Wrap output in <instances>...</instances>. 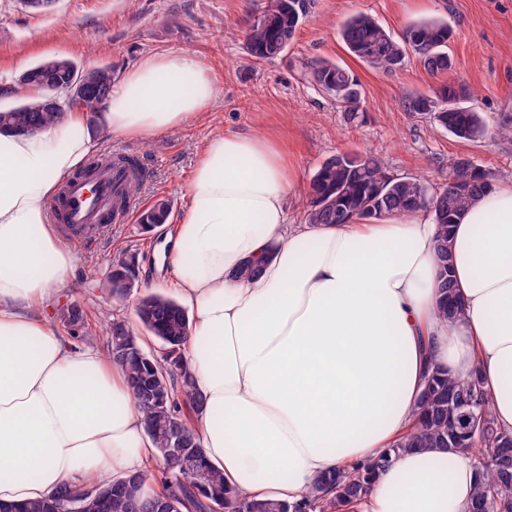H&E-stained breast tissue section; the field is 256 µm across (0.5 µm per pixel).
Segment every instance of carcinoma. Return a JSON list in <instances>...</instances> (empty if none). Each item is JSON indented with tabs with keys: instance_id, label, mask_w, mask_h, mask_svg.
Returning a JSON list of instances; mask_svg holds the SVG:
<instances>
[{
	"instance_id": "cac0c4a2",
	"label": "carcinoma",
	"mask_w": 512,
	"mask_h": 512,
	"mask_svg": "<svg viewBox=\"0 0 512 512\" xmlns=\"http://www.w3.org/2000/svg\"><path fill=\"white\" fill-rule=\"evenodd\" d=\"M310 4L311 0H267L265 9L245 33L248 54L263 61L284 53L308 15ZM340 35L353 56L374 68L393 71L403 65L410 52L433 74L444 73L450 66L447 45L451 30L448 23L439 20L413 23L396 39L372 17L355 14L342 23ZM53 62L56 66L45 75L39 73L38 64L27 69L31 73L26 83L29 95L19 105L0 109L1 127L19 129L32 122L45 127L61 119L62 113L43 110L44 82H74L87 69L67 59L55 58ZM302 72L308 83L336 101L348 121L358 117L360 83L349 70L319 60L302 64ZM468 95L461 85L443 84L430 94L411 96L406 108L410 112L433 114L441 127L459 139L478 141L486 134V126L478 112L461 105ZM493 179L492 172L473 160L455 158L448 164V182L431 192L424 179L393 175L374 155L336 154L325 159L312 177L305 219L309 224H345L353 215L378 219L417 210L430 213L437 227L433 249L440 264L438 315L453 321L461 315L463 307L457 300L452 277V227L472 201L491 189ZM169 214L170 203L159 199L142 213L140 222L163 224ZM74 309L69 315L60 313L62 325L70 330L76 324L86 335H92L86 306L76 303ZM137 320L161 342V354L146 352L141 357L134 349L128 357H120L113 347L117 336L136 346L139 342L134 329L117 319L108 331L106 355L125 369L134 400L145 418L146 433L157 449V467L93 489L65 483L49 498L12 506L11 512H107L101 500L107 492L122 496L128 505L127 512H157L156 505L164 501L174 502L179 512H210L211 505L217 502L229 512H344L404 452L448 448V412L455 400L474 411L482 423V429L468 439V452L479 466L469 512L482 503L487 504V512H512V448L502 449L512 435L497 427L477 373L457 379L439 368L422 391L418 427L382 455L351 473L322 475L294 502L233 500L224 487V475L208 465L204 448L191 427L201 405L192 392L186 367L184 348L191 332L188 312L176 299L150 292ZM146 377L155 380L152 399L147 398L140 383ZM174 422L178 423L186 447L181 453L169 454L166 449L173 447V442L168 430ZM158 481L163 485L162 493H145L146 485Z\"/></svg>"
}]
</instances>
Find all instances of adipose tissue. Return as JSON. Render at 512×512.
<instances>
[{
    "mask_svg": "<svg viewBox=\"0 0 512 512\" xmlns=\"http://www.w3.org/2000/svg\"><path fill=\"white\" fill-rule=\"evenodd\" d=\"M218 94L190 54L147 55L95 117L76 108L35 135L0 133V505L108 484L154 461L123 367L65 343L42 315L74 260L48 202L96 150V128L172 132ZM296 183L278 136L216 134L166 239L193 318L195 434L235 498L293 502L321 474L393 447L414 430L435 367L479 373L497 426L512 433V179L453 228L464 313L452 323L437 315L431 215L292 224ZM257 259L259 276L238 279ZM476 482L470 454L410 450L352 512H467Z\"/></svg>",
    "mask_w": 512,
    "mask_h": 512,
    "instance_id": "ef3b65f1",
    "label": "adipose tissue"
}]
</instances>
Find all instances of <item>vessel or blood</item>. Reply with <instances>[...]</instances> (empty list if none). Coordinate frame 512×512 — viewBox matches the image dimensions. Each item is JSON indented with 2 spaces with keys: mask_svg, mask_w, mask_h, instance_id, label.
<instances>
[{
  "mask_svg": "<svg viewBox=\"0 0 512 512\" xmlns=\"http://www.w3.org/2000/svg\"><path fill=\"white\" fill-rule=\"evenodd\" d=\"M131 178L129 169L108 157L65 178L52 200L53 220L64 238L91 244L109 224L133 219L139 200L126 194Z\"/></svg>",
  "mask_w": 512,
  "mask_h": 512,
  "instance_id": "b4317fda",
  "label": "vessel or blood"
}]
</instances>
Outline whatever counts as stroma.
Here are the masks:
<instances>
[{
	"mask_svg": "<svg viewBox=\"0 0 512 512\" xmlns=\"http://www.w3.org/2000/svg\"><path fill=\"white\" fill-rule=\"evenodd\" d=\"M265 0H56L53 10L27 11L20 0H0V107L21 103L20 74L42 60L63 57L78 66L108 64L113 79L148 54L185 52L208 67L221 93L202 115L170 133L128 138L104 133V149L137 156L146 171V204L170 202L167 224L144 231L136 221L118 223L90 252L74 251V264L45 316L59 326V309L90 304L94 333L87 344L105 350L114 319L135 323L134 300L113 298L105 286L116 260H134L133 275L145 290L174 295L175 284L160 247L168 225L186 210L188 187L205 142L220 132L274 133L288 147L298 175L289 202L293 223L305 221L310 181L328 157L374 153L391 173L419 175L439 186L449 160L467 156L512 177V137L496 130L512 124V0H313L292 44L281 56L254 61L244 50V31ZM365 13L390 34L401 36L414 21L438 18L452 30L451 68L431 74L415 56L386 72L361 62L345 48L341 23ZM326 59L359 79L362 114L350 123L334 100L307 83L306 61ZM445 82L468 86V107L480 112L490 132L477 142L457 139L428 115L407 111L410 96Z\"/></svg>",
	"mask_w": 512,
	"mask_h": 512,
	"instance_id": "1",
	"label": "stroma"
}]
</instances>
